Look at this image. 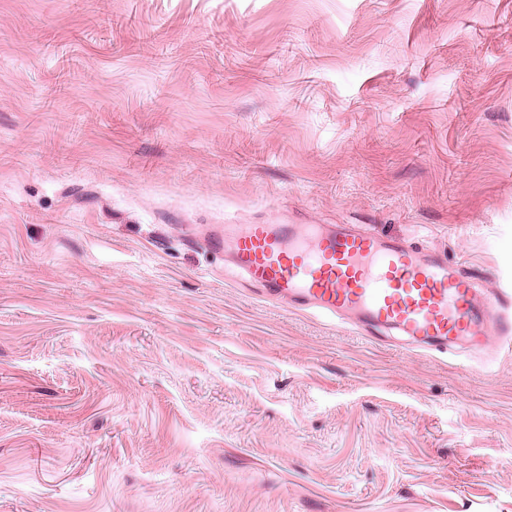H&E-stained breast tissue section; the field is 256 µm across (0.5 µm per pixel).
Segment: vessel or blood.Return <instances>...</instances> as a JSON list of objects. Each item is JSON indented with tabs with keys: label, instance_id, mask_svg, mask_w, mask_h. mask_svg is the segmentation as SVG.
<instances>
[{
	"label": "vessel or blood",
	"instance_id": "1",
	"mask_svg": "<svg viewBox=\"0 0 512 512\" xmlns=\"http://www.w3.org/2000/svg\"><path fill=\"white\" fill-rule=\"evenodd\" d=\"M211 246L271 299L349 318L364 330L389 327L440 350L459 340L482 346L497 337L512 352V291L476 300L472 276L407 241L354 224H233Z\"/></svg>",
	"mask_w": 512,
	"mask_h": 512
}]
</instances>
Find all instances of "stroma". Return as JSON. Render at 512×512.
I'll return each instance as SVG.
<instances>
[{
  "mask_svg": "<svg viewBox=\"0 0 512 512\" xmlns=\"http://www.w3.org/2000/svg\"><path fill=\"white\" fill-rule=\"evenodd\" d=\"M213 224L512 284V0H0V512H512V357L266 300Z\"/></svg>",
  "mask_w": 512,
  "mask_h": 512,
  "instance_id": "35a3bbf8",
  "label": "stroma"
}]
</instances>
